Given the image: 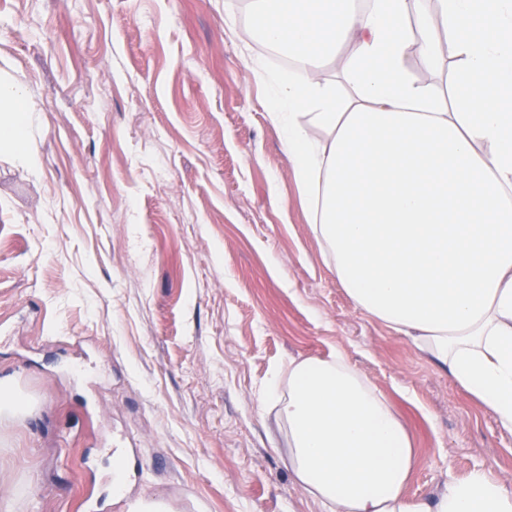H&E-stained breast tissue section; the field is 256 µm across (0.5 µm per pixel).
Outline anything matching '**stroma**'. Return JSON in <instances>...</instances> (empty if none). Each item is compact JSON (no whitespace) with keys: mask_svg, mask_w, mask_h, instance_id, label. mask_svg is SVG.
Returning <instances> with one entry per match:
<instances>
[{"mask_svg":"<svg viewBox=\"0 0 512 512\" xmlns=\"http://www.w3.org/2000/svg\"><path fill=\"white\" fill-rule=\"evenodd\" d=\"M250 0H0V74L40 112L39 166L0 148V414L11 512H324L257 393L345 354L401 414L409 494L476 468L512 480V434L337 281L264 104L286 73Z\"/></svg>","mask_w":512,"mask_h":512,"instance_id":"obj_1","label":"stroma"}]
</instances>
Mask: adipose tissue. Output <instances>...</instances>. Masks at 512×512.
Returning <instances> with one entry per match:
<instances>
[{"label": "adipose tissue", "instance_id": "ef3b65f1", "mask_svg": "<svg viewBox=\"0 0 512 512\" xmlns=\"http://www.w3.org/2000/svg\"><path fill=\"white\" fill-rule=\"evenodd\" d=\"M259 37L295 61L267 103L311 193L334 273L358 307L448 370L512 434V0H253ZM350 43L342 98L324 75ZM446 68L443 100L407 48ZM37 109L0 80V146L32 162ZM328 132L308 136L310 124ZM259 406L288 423L289 464L326 512H512V482L476 470L409 495L412 438L344 354L288 364Z\"/></svg>", "mask_w": 512, "mask_h": 512}]
</instances>
